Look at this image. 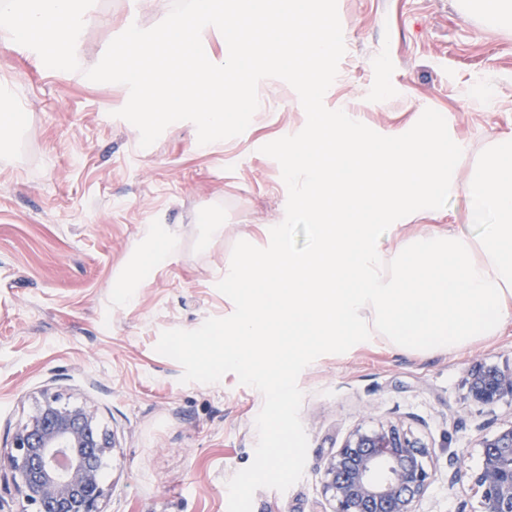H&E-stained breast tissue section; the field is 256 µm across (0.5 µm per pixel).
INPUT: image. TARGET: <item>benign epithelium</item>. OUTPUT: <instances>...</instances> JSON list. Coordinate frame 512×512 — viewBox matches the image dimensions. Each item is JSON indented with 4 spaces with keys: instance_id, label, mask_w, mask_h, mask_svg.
I'll return each instance as SVG.
<instances>
[{
    "instance_id": "obj_1",
    "label": "benign epithelium",
    "mask_w": 512,
    "mask_h": 512,
    "mask_svg": "<svg viewBox=\"0 0 512 512\" xmlns=\"http://www.w3.org/2000/svg\"><path fill=\"white\" fill-rule=\"evenodd\" d=\"M465 385L484 407L512 399V366L481 364ZM114 447L95 410L46 391L0 454V470L20 490L25 512H102L108 488L100 473ZM480 454L474 483L482 512H512V425L485 438ZM433 455L400 422L355 428L323 465L330 512H416L434 480Z\"/></svg>"
}]
</instances>
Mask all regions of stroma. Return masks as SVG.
Masks as SVG:
<instances>
[{
    "label": "stroma",
    "mask_w": 512,
    "mask_h": 512,
    "mask_svg": "<svg viewBox=\"0 0 512 512\" xmlns=\"http://www.w3.org/2000/svg\"><path fill=\"white\" fill-rule=\"evenodd\" d=\"M171 0H96L79 37L81 71L47 69L0 39V450H8L44 391L94 409L114 435L103 512H227L226 483L254 459L263 396L225 374L181 383L161 355L162 331L193 330L232 314L216 288L237 241L264 248L288 192L262 145L303 129L285 81L266 78V102L239 136L199 144L188 121L150 147L118 118L127 88L83 75L130 24L161 22ZM346 53L326 92L386 135L441 113L464 145L467 174L480 152L512 135V28L464 14L459 0H338ZM221 233L210 231L213 223ZM169 225L176 245L135 296L116 298L147 225ZM512 364V322L499 336L433 353L376 338L325 354L298 378L308 436L302 479L256 491L252 512H328L323 464L352 429L401 419L435 448L436 478L417 512H481L473 476L479 444L512 425V400L472 405L464 381L478 363Z\"/></svg>",
    "instance_id": "1"
}]
</instances>
